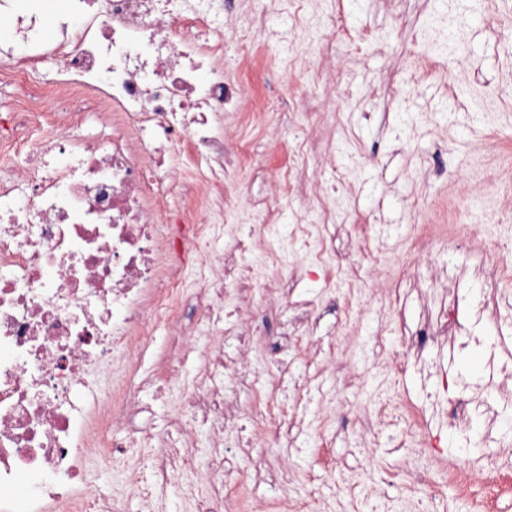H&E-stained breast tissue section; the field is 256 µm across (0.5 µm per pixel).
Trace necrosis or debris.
<instances>
[{"label":"necrosis or debris","instance_id":"1","mask_svg":"<svg viewBox=\"0 0 512 512\" xmlns=\"http://www.w3.org/2000/svg\"><path fill=\"white\" fill-rule=\"evenodd\" d=\"M85 23L60 21L62 39L42 38L35 0H0L12 38L8 75L21 84L32 62L60 61L48 103L79 95L73 125L86 112H117L110 138L72 133L32 142L24 113L9 138L28 167L0 182V512H96L78 489L89 451L130 447L126 429L136 392L102 391L90 367L113 350L138 358L150 332L165 325L189 347L179 307L198 301V320L212 330L224 321L228 261L213 242L221 227L186 211L168 210L167 192L181 172L176 146L196 164L207 210H223L224 179L240 163L213 115L240 108L248 85H227L230 62L216 37L224 0H72ZM198 278L187 286L185 262ZM491 290L485 309L512 319V239L491 241L485 254ZM193 421L221 414L233 423L249 411L226 406L221 387L200 385L185 406Z\"/></svg>","mask_w":512,"mask_h":512}]
</instances>
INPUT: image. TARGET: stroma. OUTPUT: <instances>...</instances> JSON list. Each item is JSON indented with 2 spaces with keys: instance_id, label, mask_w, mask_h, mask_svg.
Returning a JSON list of instances; mask_svg holds the SVG:
<instances>
[{
  "instance_id": "35a3bbf8",
  "label": "stroma",
  "mask_w": 512,
  "mask_h": 512,
  "mask_svg": "<svg viewBox=\"0 0 512 512\" xmlns=\"http://www.w3.org/2000/svg\"><path fill=\"white\" fill-rule=\"evenodd\" d=\"M246 46L252 63L226 70L224 80L247 83L257 99L273 102L283 131L299 119L289 98L308 85L320 55L332 56L344 98L336 111L323 112L319 129L332 143L336 171L317 174L319 196L280 194L284 171L317 173L315 162L293 141L258 131L224 182L232 198L223 248L242 251L245 267L226 274L222 341L229 359L245 344L252 376L206 373L201 349L215 338L197 331V301L187 297L180 317L198 349L185 357L180 379L168 377L171 342L160 328L139 366L113 355L112 380L143 383L132 424L157 435L184 417L183 402L202 375L249 410L261 408L269 382L282 379L295 421L289 444L254 471V425L213 418L194 427L193 448L161 463L151 448L90 456V488L129 512H197L235 487L242 512H274L282 499L301 512L311 489L325 512H412L415 474L451 468L481 500L486 425L498 434L499 452L512 457V397L488 386L491 361L512 363V326L477 314L488 292L473 274L484 243L451 231L431 256H411L409 246L421 225L447 223L455 198L464 221L486 225L492 237L512 235V191L505 188L512 182V0H277ZM322 197L336 213L327 230L317 222ZM269 202L280 211L274 224L263 221ZM301 224L322 241L324 264L300 251ZM359 224L367 225L370 245H383L387 268L359 246ZM275 276L283 302L267 325L244 330L232 310L258 300L260 283ZM452 293L464 326L460 343L406 352L404 334L419 332L425 313H438ZM335 362L345 374L333 372ZM444 373L491 405V415L448 425ZM383 403L413 408L421 431L378 415ZM217 435L223 448L211 445Z\"/></svg>"
}]
</instances>
